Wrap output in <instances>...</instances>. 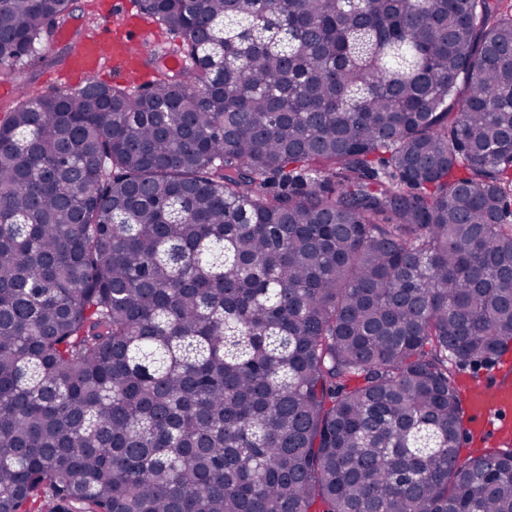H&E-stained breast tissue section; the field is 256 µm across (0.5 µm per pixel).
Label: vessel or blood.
I'll return each mask as SVG.
<instances>
[{
	"label": "vessel or blood",
	"instance_id": "b4317fda",
	"mask_svg": "<svg viewBox=\"0 0 512 512\" xmlns=\"http://www.w3.org/2000/svg\"><path fill=\"white\" fill-rule=\"evenodd\" d=\"M141 37L117 33L111 24H103L83 40L73 60L75 71L96 74L119 69L130 79L139 76L142 54L137 49ZM512 368H499L494 377L468 384L465 399L468 403L473 434L493 439L502 446L512 444Z\"/></svg>",
	"mask_w": 512,
	"mask_h": 512
}]
</instances>
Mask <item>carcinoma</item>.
I'll list each match as a JSON object with an SVG mask.
<instances>
[{
    "mask_svg": "<svg viewBox=\"0 0 512 512\" xmlns=\"http://www.w3.org/2000/svg\"><path fill=\"white\" fill-rule=\"evenodd\" d=\"M141 4L180 69L0 122V512H512L449 369L512 343V12Z\"/></svg>",
    "mask_w": 512,
    "mask_h": 512,
    "instance_id": "carcinoma-1",
    "label": "carcinoma"
}]
</instances>
